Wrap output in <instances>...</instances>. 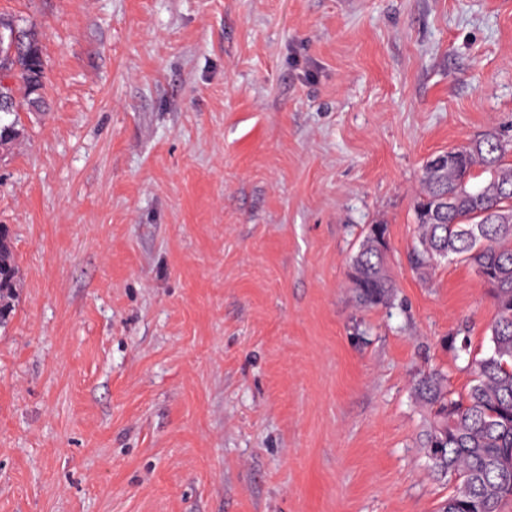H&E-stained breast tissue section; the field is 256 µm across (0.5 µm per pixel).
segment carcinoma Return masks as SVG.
<instances>
[{
  "instance_id": "1",
  "label": "carcinoma",
  "mask_w": 512,
  "mask_h": 512,
  "mask_svg": "<svg viewBox=\"0 0 512 512\" xmlns=\"http://www.w3.org/2000/svg\"><path fill=\"white\" fill-rule=\"evenodd\" d=\"M0 30L16 33L14 46L0 45V146L19 136L15 116L20 109L45 108L46 71L35 24L18 27L0 20ZM496 133L427 160L422 187L414 201L416 245L412 269L425 272L448 257L470 264L488 288L496 309L491 325V353L467 362L472 375L466 393L454 396L438 372L420 376L414 389L431 412L421 447L432 465L455 482L440 512H503L512 502V163L508 147ZM483 183L469 187L475 171ZM387 226L367 227L358 251L350 259L351 288L365 308L391 303L395 284L385 267L389 250ZM19 268L9 231L0 224V324L9 318Z\"/></svg>"
}]
</instances>
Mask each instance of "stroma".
Instances as JSON below:
<instances>
[{"mask_svg":"<svg viewBox=\"0 0 512 512\" xmlns=\"http://www.w3.org/2000/svg\"><path fill=\"white\" fill-rule=\"evenodd\" d=\"M46 108L0 148V512H438L413 383L493 301L421 276L432 154L512 141V0H0ZM388 228L390 306L348 264ZM18 274L9 231L0 224V324L6 322L12 312Z\"/></svg>","mask_w":512,"mask_h":512,"instance_id":"stroma-1","label":"stroma"}]
</instances>
